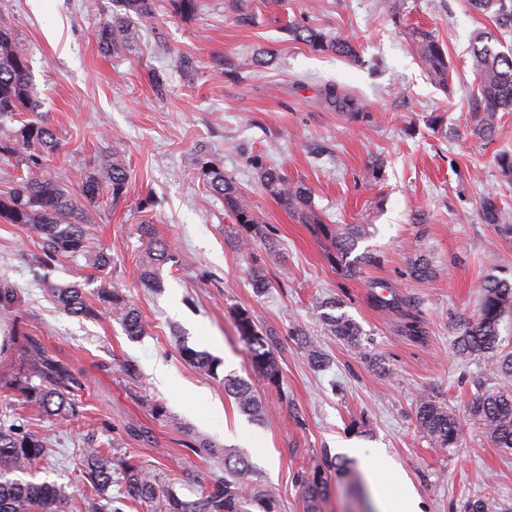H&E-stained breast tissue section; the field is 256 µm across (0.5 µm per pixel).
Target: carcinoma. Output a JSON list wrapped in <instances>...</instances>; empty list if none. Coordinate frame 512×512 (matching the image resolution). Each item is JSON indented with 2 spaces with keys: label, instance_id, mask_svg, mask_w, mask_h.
Wrapping results in <instances>:
<instances>
[{
  "label": "carcinoma",
  "instance_id": "obj_1",
  "mask_svg": "<svg viewBox=\"0 0 512 512\" xmlns=\"http://www.w3.org/2000/svg\"><path fill=\"white\" fill-rule=\"evenodd\" d=\"M474 7L493 14L498 24L512 28V0H472ZM112 18L97 32L101 49L116 52L130 45L133 27L152 25L155 19L154 0H112ZM166 13L184 21L195 19L201 11V0H165ZM288 32L316 51L342 56H356V46L348 38H331L323 32L293 23ZM416 53L429 79L445 86L449 79L448 55L437 40L426 31L414 33ZM473 47V67L478 75L479 114L475 131L490 137L496 129L498 113L512 112V52L494 50L489 37L479 33ZM327 108L355 115L361 110L358 100L334 89L324 95ZM41 102L34 94L31 59L19 45L14 30L6 20L0 21V160L16 163L22 168L19 181L10 191L0 192V221L21 224L43 242L41 264L45 265L58 254L83 255L97 269L110 264L103 251L91 250L86 224L88 208L96 206L104 197L119 198L128 180L124 159L117 153L107 158L98 169L83 173L78 191L71 192L67 183L49 168V157L59 149L52 129L42 118ZM190 165L195 175L224 199L242 228L237 236L240 246L250 245L253 237L262 234L259 217L246 200L245 193L224 172L194 155ZM262 185L266 192L282 206L295 214L303 224H318L330 238V259L339 263L346 274L360 273V260L347 261L356 243L364 235L356 224L349 231L331 230L313 208L307 187L290 183L278 171L265 169ZM148 238L145 259L141 263L140 278L147 288L159 284L158 271L169 260V248L156 239L148 224L141 226ZM413 279L426 280L435 275L430 262L418 256L409 263ZM482 295L477 318L468 323L457 337L456 350L461 357L488 355L492 372L512 375V352L496 354L498 329L505 310L512 307V285L503 281L486 280L478 285ZM48 291L59 307L72 315L95 317L98 307L109 310L123 325L127 335L138 337L146 326L137 310L127 303L115 288L98 289L100 306L89 303L79 288L48 285ZM237 326L250 353L253 366L263 378L275 384L280 370L273 352V342L267 333L257 330L252 316L245 309L235 311ZM325 328L348 345L359 344L360 326L346 315L318 314ZM181 357L217 376L219 363L204 351L186 344L179 347ZM28 365L15 378L13 389L24 402L42 406L46 413L59 422L76 415L75 403L69 397L77 384L74 375L65 367L53 363L46 352L35 347L30 350ZM224 391L232 396L240 410L254 419H261L263 406L248 382L232 376L223 378ZM471 413L479 418L486 433L499 448L512 449V392L491 390L472 403ZM417 418L420 426L438 448L458 445L462 436L459 419L448 408L429 395L419 400ZM47 436L17 425H0V512H62L76 496L93 498L90 512H124L121 505L128 502L144 503L151 512H251L250 507L262 503L256 493L244 488V478L250 471L247 457L236 450L224 449V476L215 477L200 485L193 500L182 499L173 487L161 481L141 461L124 459L120 475L123 497L112 500L108 490L112 486V455L89 444L82 449L81 476L83 486L70 492L65 486L23 479L32 466L49 453ZM327 496V486L319 468L302 479V497L306 512H320V502Z\"/></svg>",
  "mask_w": 512,
  "mask_h": 512
}]
</instances>
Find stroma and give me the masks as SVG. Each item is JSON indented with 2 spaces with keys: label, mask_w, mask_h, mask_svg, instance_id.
Returning a JSON list of instances; mask_svg holds the SVG:
<instances>
[{
  "label": "stroma",
  "mask_w": 512,
  "mask_h": 512,
  "mask_svg": "<svg viewBox=\"0 0 512 512\" xmlns=\"http://www.w3.org/2000/svg\"><path fill=\"white\" fill-rule=\"evenodd\" d=\"M111 14L112 0H0L61 143L51 169L74 184L87 164L116 153L129 171L122 197L90 211L93 246L112 260L105 270L82 256L40 265V240L23 225L0 223V282L20 301L0 313V421L51 435L50 455L29 479L76 483L79 450L91 442L114 460L147 462L190 500L224 473L223 457L196 454L206 440L248 458L247 479L263 500L252 512H304L300 478L317 467L328 487L322 512H377L374 484L385 481L388 464L406 474L424 512H465L480 496L489 512L512 507V450L496 447L469 415L476 397L512 389V378L455 349L462 325L478 314L477 284L512 281V233L483 210L491 194L512 218V182L498 167L501 151L512 152V112L500 113L492 139L472 132L479 102L470 46L478 31H497L492 17L469 0H204L195 20L158 12L131 49L110 54L96 32ZM292 21L354 40L357 58L294 40ZM416 28L447 51V89L424 73ZM183 56L192 69L180 68ZM151 69L166 72L165 91L149 84ZM329 87L356 97L361 115L327 109ZM199 149L260 218L265 235L251 250L237 247L223 200L194 175L190 158ZM266 167L308 187L328 224L367 225L354 250L370 258L359 275L344 276L328 258V238L267 194ZM143 224L170 247L154 289L140 283ZM420 250L437 270L425 281L408 275ZM257 267L271 282L264 294L252 285ZM49 281L90 299L103 285L119 288L146 335L131 339L106 312L65 313L48 295ZM387 290L394 306L377 301ZM328 299L360 325V346L317 321L314 310ZM237 309L276 338L279 384L253 367ZM414 321L416 335L405 330ZM303 331L328 354L326 369L310 364ZM31 339L80 377L67 425L11 387ZM181 342L219 359L217 376L184 361ZM129 361L138 377L123 372ZM158 364L168 386L155 381ZM227 375L251 381L265 406L261 421L226 395ZM424 394L460 419L457 447L437 449L424 433L416 418ZM153 403L164 415L151 414ZM348 441L363 457L343 452Z\"/></svg>",
  "instance_id": "obj_1"
}]
</instances>
